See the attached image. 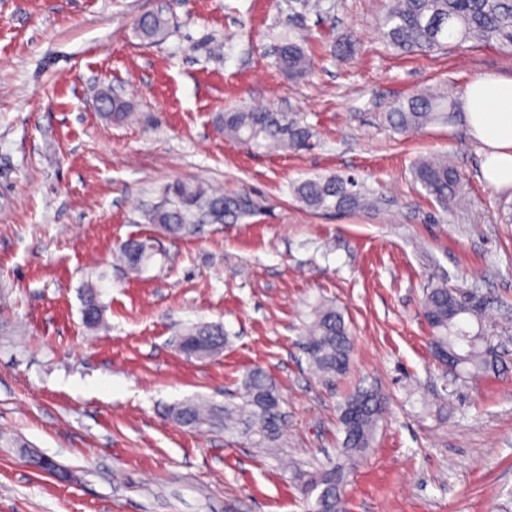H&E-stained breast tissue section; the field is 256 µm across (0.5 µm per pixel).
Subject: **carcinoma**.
<instances>
[{
	"instance_id": "carcinoma-1",
	"label": "carcinoma",
	"mask_w": 512,
	"mask_h": 512,
	"mask_svg": "<svg viewBox=\"0 0 512 512\" xmlns=\"http://www.w3.org/2000/svg\"><path fill=\"white\" fill-rule=\"evenodd\" d=\"M166 22L159 13H146L138 20L140 33L154 38L163 33ZM383 38L389 46L404 54H432L455 42L495 41L512 48V0H393L381 22ZM281 70L292 78L304 76L310 57L302 43L288 37L278 51ZM99 111L107 117L126 114V104L107 89L98 94ZM455 104L432 93L413 95L395 102L387 120L400 132H414L434 121H448ZM224 135L256 148L306 147L312 137L310 128L290 120L267 107L233 110L221 119ZM413 179L446 210L458 205L463 196V177L458 169L442 157L418 159L412 168ZM297 198L316 211H353L370 205L369 193L352 175L317 176L299 182L294 188ZM174 200L152 210L148 219L166 233L184 236L197 232L192 226L201 215L212 222L224 221V211L233 202L224 194L208 192L199 186L178 184L172 187ZM122 255L132 269L141 267L151 257L143 241L131 239L122 246ZM477 312L476 306L461 299L458 292L443 284L427 288L422 315L432 330L433 354L460 353L458 368L483 374L496 368L490 355L491 343L483 336L467 334L460 316ZM103 307L96 291L84 300L83 324L99 326ZM179 344L182 350L201 358L209 357L224 346V331L209 325H196L184 331ZM305 350L310 362L326 375H341L349 365L352 338L340 310L322 305L313 311L307 327ZM385 409V399L372 389L350 394L340 411L344 433L342 455L350 462L363 457L370 448L372 435ZM171 417L179 424L194 427L208 423L226 430L236 429L254 439L260 448H278L286 415L280 395L260 370L244 382L243 401L233 407L216 406L206 401L184 403L172 408ZM294 480L303 495L305 512H346L342 488L346 471L342 467L315 472H296Z\"/></svg>"
}]
</instances>
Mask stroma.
<instances>
[{
  "label": "stroma",
  "instance_id": "35a3bbf8",
  "mask_svg": "<svg viewBox=\"0 0 512 512\" xmlns=\"http://www.w3.org/2000/svg\"><path fill=\"white\" fill-rule=\"evenodd\" d=\"M306 2L0 0V432L22 442L0 443V512H302L293 473L342 463L340 406L362 388L387 409L349 472L347 512H512V189L483 179L462 114L409 134L386 120L417 93L511 80L512 50L399 55L379 32L389 0ZM147 12L166 18L161 40L138 31ZM300 34L313 66L291 79L275 52ZM342 42L352 56L333 54ZM103 88L126 119L98 112ZM254 104L308 125L309 148L225 137L224 111ZM428 154L455 157L461 207L413 183ZM345 173L374 207L314 212L293 192ZM177 183L247 197L251 212L168 236L146 213ZM130 238L153 249L136 273L118 260ZM442 280L481 303L465 322L491 338L494 373L452 375L432 356L421 301ZM321 304L353 339L329 380L303 351ZM197 324L223 327L218 353L178 351ZM257 368L287 414L276 453L169 416L198 398L240 403ZM31 451L65 478L32 468ZM89 288H91L92 291H90L85 297L82 310V320L86 327L95 328L102 322L103 307L98 300L96 291H94V288L97 287Z\"/></svg>",
  "mask_w": 512,
  "mask_h": 512
}]
</instances>
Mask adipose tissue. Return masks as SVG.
Returning <instances> with one entry per match:
<instances>
[{
    "label": "adipose tissue",
    "instance_id": "1",
    "mask_svg": "<svg viewBox=\"0 0 512 512\" xmlns=\"http://www.w3.org/2000/svg\"><path fill=\"white\" fill-rule=\"evenodd\" d=\"M464 120L484 155L482 175L497 188H512V80L482 74L461 99Z\"/></svg>",
    "mask_w": 512,
    "mask_h": 512
}]
</instances>
